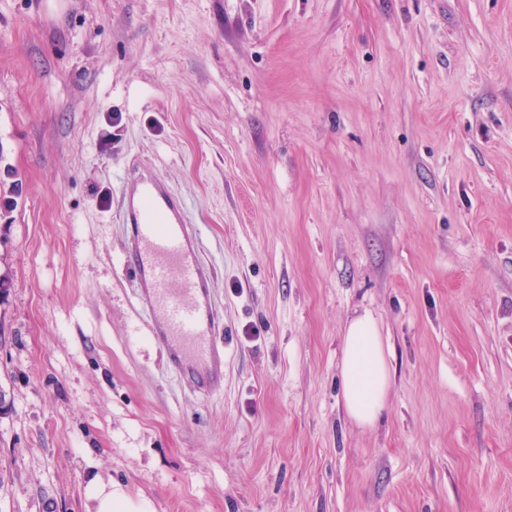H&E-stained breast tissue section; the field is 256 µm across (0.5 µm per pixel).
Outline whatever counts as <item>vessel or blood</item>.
I'll list each match as a JSON object with an SVG mask.
<instances>
[{
	"label": "vessel or blood",
	"mask_w": 512,
	"mask_h": 512,
	"mask_svg": "<svg viewBox=\"0 0 512 512\" xmlns=\"http://www.w3.org/2000/svg\"><path fill=\"white\" fill-rule=\"evenodd\" d=\"M121 206L135 242L124 268L151 315L150 335L200 392L223 390V319L206 290L212 268L183 204L160 179L141 173L123 184Z\"/></svg>",
	"instance_id": "b4317fda"
}]
</instances>
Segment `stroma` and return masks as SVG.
Returning <instances> with one entry per match:
<instances>
[{
    "instance_id": "1",
    "label": "stroma",
    "mask_w": 512,
    "mask_h": 512,
    "mask_svg": "<svg viewBox=\"0 0 512 512\" xmlns=\"http://www.w3.org/2000/svg\"><path fill=\"white\" fill-rule=\"evenodd\" d=\"M132 164L199 233L221 392L123 269ZM0 274V512L92 468L150 512H512V0H0ZM341 377L346 415L359 425H372L385 405L391 376L377 323L367 311L346 328Z\"/></svg>"
}]
</instances>
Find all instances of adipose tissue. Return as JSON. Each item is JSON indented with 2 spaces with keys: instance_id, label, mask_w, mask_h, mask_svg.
<instances>
[{
  "instance_id": "obj_1",
  "label": "adipose tissue",
  "mask_w": 512,
  "mask_h": 512,
  "mask_svg": "<svg viewBox=\"0 0 512 512\" xmlns=\"http://www.w3.org/2000/svg\"><path fill=\"white\" fill-rule=\"evenodd\" d=\"M341 377L347 416L360 425L373 424L385 405L391 376L378 326L370 313L354 317L346 328ZM85 509L86 512H132L125 494L94 472L87 477Z\"/></svg>"
}]
</instances>
